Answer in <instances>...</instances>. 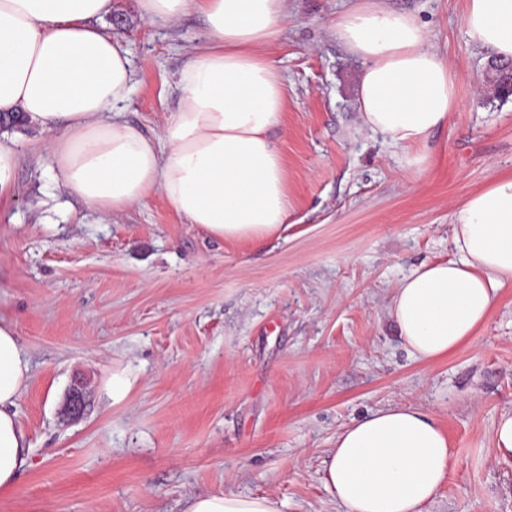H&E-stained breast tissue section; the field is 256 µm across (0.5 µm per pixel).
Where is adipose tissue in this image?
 I'll return each instance as SVG.
<instances>
[{"instance_id":"1","label":"adipose tissue","mask_w":512,"mask_h":512,"mask_svg":"<svg viewBox=\"0 0 512 512\" xmlns=\"http://www.w3.org/2000/svg\"><path fill=\"white\" fill-rule=\"evenodd\" d=\"M288 0H136L149 23L192 11L206 40L178 77L179 101L158 137L121 120L133 89L129 52L98 27L112 0H0V113L20 112L50 135L43 150L56 187L104 216L161 193L188 223L227 241L278 233L290 213L284 157L271 136L286 91L269 57ZM465 35L512 61V0H465ZM364 62L362 124L407 150L423 170L432 134L461 106L427 25L384 0H354L332 22ZM454 258L415 269L388 314L415 359L431 362L472 341L499 287L512 282V174L495 177L451 215ZM30 361L13 325L0 323V493L20 487L30 451L17 405ZM448 437L417 408L393 404L337 432L324 483L348 512H422L448 474ZM186 512H280L268 496L201 494Z\"/></svg>"}]
</instances>
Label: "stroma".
Returning <instances> with one entry per match:
<instances>
[{
	"mask_svg": "<svg viewBox=\"0 0 512 512\" xmlns=\"http://www.w3.org/2000/svg\"><path fill=\"white\" fill-rule=\"evenodd\" d=\"M387 2L428 26L461 107L426 145L427 167L406 170L403 151L361 124L362 63L331 30L343 0H288L273 137L291 210L266 240L214 239L158 194L102 218L52 189L44 155H21L0 204V322L31 360L18 403L31 450L0 512H185L202 493L346 512L322 481L332 442L394 403L448 437V476L425 512H512V458L492 444L512 411V284L473 341L433 362L409 354L387 313L404 276L452 257V210L512 174V95L478 94L492 55L467 42L464 0ZM99 25L131 53L124 119L158 136L203 19L149 24L135 0H113ZM116 369L135 384L115 404ZM75 384L86 407L69 419Z\"/></svg>",
	"mask_w": 512,
	"mask_h": 512,
	"instance_id": "stroma-1",
	"label": "stroma"
}]
</instances>
